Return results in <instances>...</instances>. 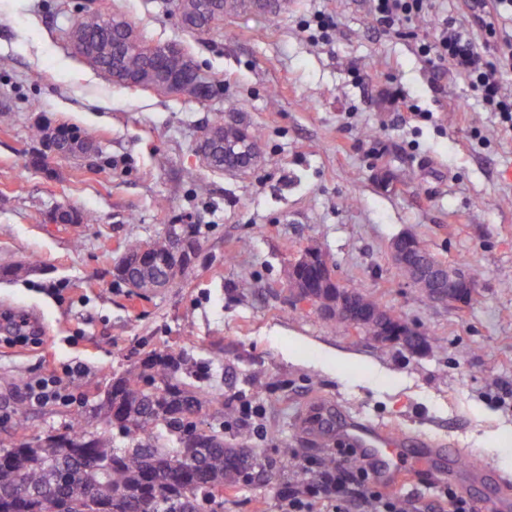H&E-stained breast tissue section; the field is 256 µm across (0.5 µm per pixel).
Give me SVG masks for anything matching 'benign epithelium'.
I'll list each match as a JSON object with an SVG mask.
<instances>
[{"instance_id": "benign-epithelium-1", "label": "benign epithelium", "mask_w": 512, "mask_h": 512, "mask_svg": "<svg viewBox=\"0 0 512 512\" xmlns=\"http://www.w3.org/2000/svg\"><path fill=\"white\" fill-rule=\"evenodd\" d=\"M36 150L50 158H65L64 130L56 127L55 138L39 144ZM393 264L402 269L408 281L423 289L440 303L458 309L465 308L469 294L476 288L471 276L446 261L430 254L411 233H403L390 245ZM288 288L300 304L311 305L324 321H335L355 332L363 327L362 320L349 310L350 290L333 272L328 256L311 246L304 248L288 266ZM377 316L383 324L375 340L385 346L399 347L411 353H422L421 341H410L414 326L398 318L392 311L382 309Z\"/></svg>"}]
</instances>
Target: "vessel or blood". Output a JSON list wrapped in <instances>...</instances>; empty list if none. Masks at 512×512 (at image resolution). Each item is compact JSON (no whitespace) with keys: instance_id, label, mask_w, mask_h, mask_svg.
<instances>
[{"instance_id":"obj_1","label":"vessel or blood","mask_w":512,"mask_h":512,"mask_svg":"<svg viewBox=\"0 0 512 512\" xmlns=\"http://www.w3.org/2000/svg\"><path fill=\"white\" fill-rule=\"evenodd\" d=\"M331 419L330 405L323 404L311 413L298 415L296 430L304 437L322 442L327 435ZM337 433L348 445L357 448L377 475L388 483L400 481L418 467L429 468L434 462L447 460L449 467H456V451L433 447L426 441L409 439L403 434L379 424L359 420H345L337 425Z\"/></svg>"}]
</instances>
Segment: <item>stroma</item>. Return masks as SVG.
Wrapping results in <instances>:
<instances>
[{
	"label": "stroma",
	"instance_id": "35a3bbf8",
	"mask_svg": "<svg viewBox=\"0 0 512 512\" xmlns=\"http://www.w3.org/2000/svg\"><path fill=\"white\" fill-rule=\"evenodd\" d=\"M105 2L146 42L183 45L222 86L201 102L117 85L62 39L81 0H0V107L9 109L0 115V265L40 259L0 279V313L39 320L32 342L0 328V437L63 428L113 375L152 351L186 348L202 387L263 411L264 436L242 438L229 421L225 446L278 465L273 480L225 492L224 512H278L293 475L279 440L311 459L335 454L294 428L323 399L512 480V131L463 79L446 75L436 92L414 42L384 31L370 0H297L279 15L248 8L204 35L181 28L171 0ZM320 13L339 25L315 41L309 25ZM391 88L428 119L402 122ZM39 117L79 125L102 147L101 166L71 158L50 176L29 168L28 128ZM234 119L260 130L258 160L211 170L197 153L203 131ZM60 207L83 224L48 223ZM177 221L199 227L193 271L156 295H132L112 274L125 243ZM404 232L477 269L484 306L460 311L410 285L390 258ZM310 245L342 283L441 339V350L383 346L294 305L288 264ZM73 361L88 368L79 406L26 401L24 384L43 366ZM447 486L477 512H512V487L492 494L464 475H415L394 493L424 505Z\"/></svg>",
	"mask_w": 512,
	"mask_h": 512
}]
</instances>
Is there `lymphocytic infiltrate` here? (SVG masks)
<instances>
[{"instance_id": "lymphocytic-infiltrate-1", "label": "lymphocytic infiltrate", "mask_w": 512, "mask_h": 512, "mask_svg": "<svg viewBox=\"0 0 512 512\" xmlns=\"http://www.w3.org/2000/svg\"><path fill=\"white\" fill-rule=\"evenodd\" d=\"M377 23L388 30L428 13L431 0H372ZM512 0H468L463 18L443 19L434 40H421L418 50L432 68L431 84L439 86L444 73L464 77L485 107L497 112L512 128V95L504 92L500 71H512ZM81 364L41 373L25 384V397L36 405L74 404L79 397L65 388L63 378H79ZM357 451L345 448L335 467L305 459L295 479L280 490L281 512H418L415 503L399 504L373 478L369 466H353Z\"/></svg>"}]
</instances>
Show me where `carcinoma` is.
Segmentation results:
<instances>
[{"label":"carcinoma","instance_id":"obj_1","mask_svg":"<svg viewBox=\"0 0 512 512\" xmlns=\"http://www.w3.org/2000/svg\"><path fill=\"white\" fill-rule=\"evenodd\" d=\"M188 21L200 28L244 6L242 0H192ZM112 14L100 8L80 14L70 39L95 50L96 69L121 86L135 83L166 95L212 96L218 82L201 85L197 69L184 50L171 44L130 40L111 23ZM259 139V131L217 122L207 133L213 148L208 166L222 170L247 160L240 141ZM169 225L146 241H130L115 277L141 296L173 284L192 269L186 258L173 253ZM38 265L34 257L0 268L16 278ZM354 304L366 311L382 303L352 287ZM196 371L188 354L152 352L112 378V383L89 414L70 418L65 431L44 437L0 438V512H198L202 502L224 494L251 469L266 465L250 448L224 447V435L205 428L201 417L230 419L235 415L220 395L194 381ZM118 430L127 444L119 446Z\"/></svg>","mask_w":512,"mask_h":512}]
</instances>
